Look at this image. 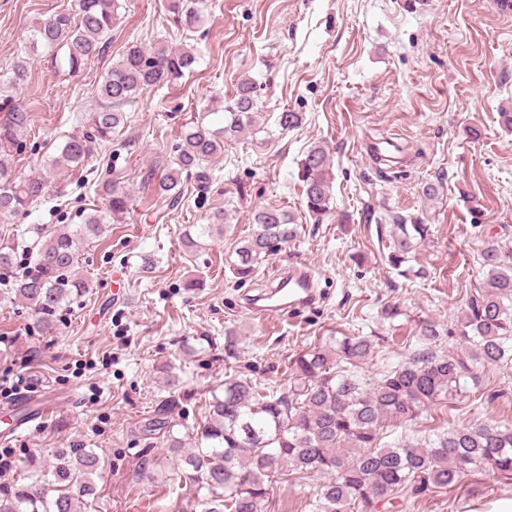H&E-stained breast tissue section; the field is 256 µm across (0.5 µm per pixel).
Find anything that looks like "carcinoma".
<instances>
[{
    "label": "carcinoma",
    "instance_id": "carcinoma-1",
    "mask_svg": "<svg viewBox=\"0 0 512 512\" xmlns=\"http://www.w3.org/2000/svg\"><path fill=\"white\" fill-rule=\"evenodd\" d=\"M167 12L184 28L202 24L195 0H164ZM118 0H78L77 10H60L30 29L32 49L59 51V68L74 74L103 51L112 30ZM198 60L192 45L172 49L165 44L145 48L137 43L105 76L100 86L104 104L90 113L89 130L67 137L52 160L57 168H81L124 122L122 107L142 89L174 85ZM255 81L239 80L224 103L208 110L216 121L187 127L178 153L153 184L155 195L171 206L183 198L182 176L201 161L224 153V143L251 125L257 108ZM29 113L7 97L0 101V216L28 210L44 197L48 183L41 175L21 176L10 166L26 148ZM331 159L313 145L298 163L302 197L308 213H328L333 200ZM101 190L105 208L86 217L76 231H60L40 241L13 292L33 307L40 322L53 324L62 304L86 293L87 281L77 271L81 239L96 236L104 224L120 223L131 205L130 194L108 180ZM227 214H213L199 225L198 235L223 230ZM256 230L237 249L233 275L252 280L259 260L277 254L296 237L298 225L281 208L254 213ZM428 225L391 217L387 235L389 265L406 278H422L423 267L410 265L411 252L424 240ZM16 238L0 242V273L17 259ZM483 279L471 289L464 308L442 329L433 322L419 328V348L409 360L386 370L367 388L354 371L375 343L370 336H343L297 354L288 386L271 389L244 374L224 377L222 396H213L205 421L196 428L193 446L170 436L169 450L182 465L190 493L178 512H266L269 488L294 473H314L323 483L309 512H377L392 500L405 509L434 489H451L474 469L512 474V426L490 422L460 425L423 442L399 441L379 446L380 429L392 420H413L433 405L461 394L480 368L512 364V264L491 243L480 253ZM448 337V346L440 345ZM242 352L234 329L224 331V360ZM350 369L339 368L340 363ZM99 473L97 457L85 448H62L55 454L52 476L61 486L50 489L0 484V512H77L79 497L93 488H69L74 475Z\"/></svg>",
    "mask_w": 512,
    "mask_h": 512
}]
</instances>
